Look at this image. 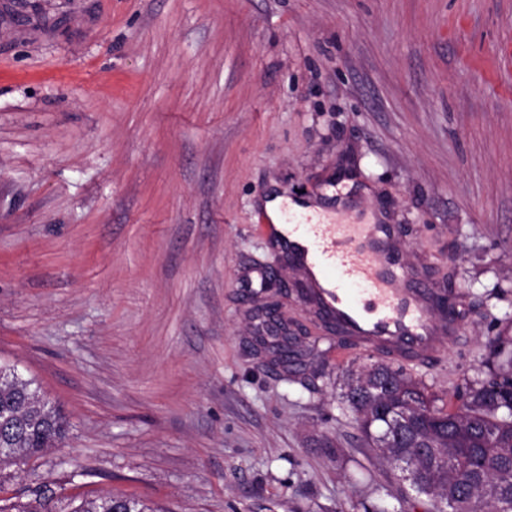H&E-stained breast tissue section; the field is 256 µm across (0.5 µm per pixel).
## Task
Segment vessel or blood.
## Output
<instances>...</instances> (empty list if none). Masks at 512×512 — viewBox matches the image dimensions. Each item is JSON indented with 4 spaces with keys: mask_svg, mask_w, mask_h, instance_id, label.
Wrapping results in <instances>:
<instances>
[{
    "mask_svg": "<svg viewBox=\"0 0 512 512\" xmlns=\"http://www.w3.org/2000/svg\"><path fill=\"white\" fill-rule=\"evenodd\" d=\"M395 236L392 224H338L323 215L288 233V264L335 328L337 359L354 349L431 364L462 333L459 320L441 308L439 289L406 261Z\"/></svg>",
    "mask_w": 512,
    "mask_h": 512,
    "instance_id": "1",
    "label": "vessel or blood"
}]
</instances>
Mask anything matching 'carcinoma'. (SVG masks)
I'll return each instance as SVG.
<instances>
[{
  "label": "carcinoma",
  "mask_w": 512,
  "mask_h": 512,
  "mask_svg": "<svg viewBox=\"0 0 512 512\" xmlns=\"http://www.w3.org/2000/svg\"><path fill=\"white\" fill-rule=\"evenodd\" d=\"M482 380L466 381L455 402L436 405L423 383L383 361L341 370L343 399L378 466L411 469V490L432 512H512V336L493 340ZM67 422L33 381L0 371V463L36 456L66 438ZM73 512H149L133 497L83 500Z\"/></svg>",
  "instance_id": "cac0c4a2"
}]
</instances>
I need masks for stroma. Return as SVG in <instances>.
<instances>
[{
  "mask_svg": "<svg viewBox=\"0 0 512 512\" xmlns=\"http://www.w3.org/2000/svg\"><path fill=\"white\" fill-rule=\"evenodd\" d=\"M273 186L402 225L464 323L410 374L443 401L485 377L512 330V0H0V362L69 422L1 503L430 512L369 460L256 230ZM152 510L133 497L101 496L83 500L72 512H147Z\"/></svg>",
  "mask_w": 512,
  "mask_h": 512,
  "instance_id": "1",
  "label": "stroma"
}]
</instances>
